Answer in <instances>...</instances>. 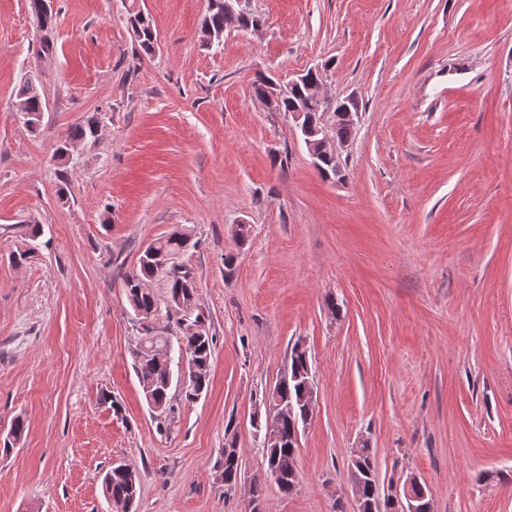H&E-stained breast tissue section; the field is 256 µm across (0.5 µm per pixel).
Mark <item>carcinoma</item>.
Masks as SVG:
<instances>
[{
    "instance_id": "cac0c4a2",
    "label": "carcinoma",
    "mask_w": 512,
    "mask_h": 512,
    "mask_svg": "<svg viewBox=\"0 0 512 512\" xmlns=\"http://www.w3.org/2000/svg\"><path fill=\"white\" fill-rule=\"evenodd\" d=\"M128 27L138 47L145 55L155 52L157 35L152 20L140 10L131 11L127 17ZM224 0H209L208 13L204 18L202 28L212 31L215 36H224ZM320 82V75H309V82L288 91L277 100L267 99V85L265 79L256 81L253 92L264 105L272 112L288 113L297 103L302 102L308 115L323 112V106L314 99V87ZM17 97L25 102L30 118L27 128L36 133L40 130L45 102L38 89L23 83L17 91ZM99 125L97 116L92 115L87 120L73 127L67 136L69 142H96V131ZM190 244V237L185 233L174 232L169 236L151 243L139 257L138 266L124 279V288L130 307L136 314L153 313L158 308V298L155 293L146 287V284L162 274L163 262L172 256L183 254ZM167 304L177 297L184 300H194L197 295V286L192 273L186 269L172 272L167 275ZM214 338L208 332L202 335L182 334L177 338V344H172L168 336H163L151 327L144 328L134 347L130 350L133 369L142 387L147 403L157 415L161 416L171 409V390L178 385L175 379L174 367L179 364V358L184 355L193 357L199 363V372L194 383L181 388V394L188 401H195L207 392L210 383V367L213 355ZM311 372V363L307 351L300 350L295 344L290 349V363L288 375L282 377L271 390V395L293 405L294 414L282 418L275 437L264 440V462L275 467L282 475V482L278 484L284 494L291 493L295 484L293 477L298 474L297 461V434L298 427L305 425L313 412L308 409L306 398L307 375ZM224 447L230 452L224 453L223 477L224 488L232 490L236 487L242 465L240 456L233 448L237 447L236 438H228ZM357 479L360 482V491L364 500L369 501L379 496V483L377 480L376 460L372 449H361L358 466H356ZM102 489L104 495L116 502H123L132 507L140 493V473L136 464H130L128 470L109 469L103 476Z\"/></svg>"
}]
</instances>
